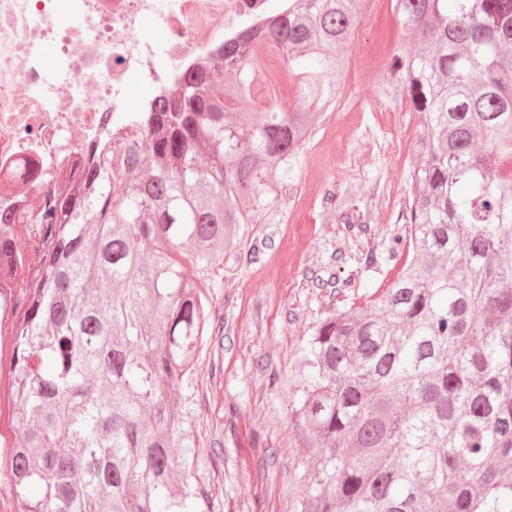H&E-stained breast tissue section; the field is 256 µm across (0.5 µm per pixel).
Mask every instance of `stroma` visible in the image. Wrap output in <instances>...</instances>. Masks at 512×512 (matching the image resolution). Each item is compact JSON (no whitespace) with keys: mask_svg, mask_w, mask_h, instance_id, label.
I'll list each match as a JSON object with an SVG mask.
<instances>
[{"mask_svg":"<svg viewBox=\"0 0 512 512\" xmlns=\"http://www.w3.org/2000/svg\"><path fill=\"white\" fill-rule=\"evenodd\" d=\"M396 0H372L345 49L349 66L276 206L243 225L208 277L215 325L193 374L191 443L204 512H295L305 491L292 414L314 325L386 287L403 265L394 239L410 185L417 116L380 74L401 38ZM358 218L347 226V217ZM255 252L256 262L242 256Z\"/></svg>","mask_w":512,"mask_h":512,"instance_id":"obj_1","label":"stroma"}]
</instances>
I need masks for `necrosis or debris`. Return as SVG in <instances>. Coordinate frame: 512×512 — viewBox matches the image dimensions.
<instances>
[{
  "label": "necrosis or debris",
  "instance_id": "necrosis-or-debris-1",
  "mask_svg": "<svg viewBox=\"0 0 512 512\" xmlns=\"http://www.w3.org/2000/svg\"><path fill=\"white\" fill-rule=\"evenodd\" d=\"M271 12L270 0H0V170L29 195L53 191L77 155L120 144L131 92L151 104Z\"/></svg>",
  "mask_w": 512,
  "mask_h": 512
}]
</instances>
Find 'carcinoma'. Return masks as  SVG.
<instances>
[{
    "label": "carcinoma",
    "instance_id": "obj_1",
    "mask_svg": "<svg viewBox=\"0 0 512 512\" xmlns=\"http://www.w3.org/2000/svg\"><path fill=\"white\" fill-rule=\"evenodd\" d=\"M396 7L405 38L382 83L420 127L395 242L410 258L308 340L300 512H512V0ZM361 14V0H295L139 115L122 172L110 149L83 154L37 209L0 199L21 512H200L191 396L172 393L209 335L205 279L335 106ZM259 36L282 47L303 109L246 107L265 84Z\"/></svg>",
    "mask_w": 512,
    "mask_h": 512
}]
</instances>
